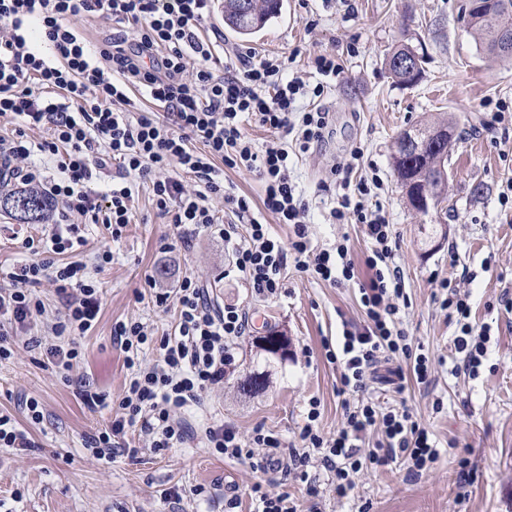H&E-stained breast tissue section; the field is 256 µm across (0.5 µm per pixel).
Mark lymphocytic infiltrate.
Listing matches in <instances>:
<instances>
[{
  "label": "lymphocytic infiltrate",
  "mask_w": 512,
  "mask_h": 512,
  "mask_svg": "<svg viewBox=\"0 0 512 512\" xmlns=\"http://www.w3.org/2000/svg\"><path fill=\"white\" fill-rule=\"evenodd\" d=\"M211 0H0V119L17 126L15 136L0 135V163L9 174L29 184H42L60 204L59 222L41 243L24 241L30 261L10 272L9 287L0 289V361L14 354L18 330L37 321L44 303L34 289L50 280L62 303L52 325L54 343L30 338L28 347H45L57 373L68 375L79 358L77 339L94 325L100 298L85 264H56V256L83 245L75 217L124 227L134 220L137 183L149 184L158 216L177 230L181 242L191 235L217 230L232 267L253 292L278 297L287 267L319 281L341 285L354 280V263L345 238L335 246H313L308 209L291 176L290 158L309 153L325 138L329 113L317 106L324 82L340 76L334 56L313 54L308 66L320 78L313 84L287 77L278 57L238 54L236 62L216 71V44L202 31ZM104 17L113 34L100 42L88 39L74 21ZM255 123L273 132L265 145H255L244 126ZM49 130L50 136L29 143L26 131ZM56 159L58 177L46 178L33 153ZM362 148L351 149L333 170L336 201L329 212L333 224H354L369 243L364 265L367 280L359 285L362 322L343 321L342 336L331 353L339 363L344 422L336 434L323 436L314 424L320 403L310 400L301 428V451L290 454L288 472L305 483L310 497L319 484L313 463L332 475L337 497L355 487L354 478L367 467L399 462L418 473L436 460L429 431L403 405L351 402L365 391L381 356L410 360L418 383L429 384L428 356L414 352L401 327L407 307L403 272L394 261L393 226L382 207L372 206L379 175H361ZM117 172L106 189L94 182L106 162ZM256 174L260 201L239 194L224 181L225 168ZM199 188L190 190L183 174ZM222 199L216 210L214 199ZM291 226L287 242L276 240L268 218ZM245 234H238V225ZM437 300L459 334L454 339L453 372L474 377L488 353V326L471 322V310L450 279L438 283ZM207 289L194 277L178 288L156 295L157 303L175 299L179 321L173 333L153 337L140 322H116L112 340L125 354L129 371L118 412L108 429L90 436L98 456L133 454L130 435L145 437L153 452L178 447L189 437L182 411L199 405L204 394L222 384L235 360L238 341L249 319L243 308L216 310ZM155 349L159 363L143 366V350ZM375 444H368L370 435ZM207 445L221 455L251 460L257 470L268 467L257 450L281 447L279 434L253 429L242 436L232 423L205 431Z\"/></svg>",
  "instance_id": "f902f5d3"
}]
</instances>
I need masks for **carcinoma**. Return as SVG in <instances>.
Masks as SVG:
<instances>
[{"label":"carcinoma","mask_w":512,"mask_h":512,"mask_svg":"<svg viewBox=\"0 0 512 512\" xmlns=\"http://www.w3.org/2000/svg\"><path fill=\"white\" fill-rule=\"evenodd\" d=\"M482 13L468 16V33L477 47L485 54L497 58H512V51L497 49L501 34L512 33V0H485ZM281 9V0H256L250 14L240 12L239 0H224V23L237 33L247 36L262 28ZM393 171L405 190L409 204H414V194L426 190L439 203L445 200L448 179V152L432 151L426 148L418 153L405 143V134H400L391 154ZM52 205L44 192L36 187H21L0 190V213L9 216L19 224H45L49 221ZM256 356H284L278 348V333L269 332L255 341ZM267 373L253 370L246 379L237 384L243 393L257 392L266 387Z\"/></svg>","instance_id":"1"}]
</instances>
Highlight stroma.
I'll list each match as a JSON object with an SVG mask.
<instances>
[{"mask_svg": "<svg viewBox=\"0 0 512 512\" xmlns=\"http://www.w3.org/2000/svg\"><path fill=\"white\" fill-rule=\"evenodd\" d=\"M461 2L284 0L282 18L252 39L225 33L220 55L230 61L249 46L262 55L289 58L292 74L305 70L313 50L335 55L341 64L343 72L323 100L330 134L321 148L295 160L293 175L309 206L314 244L330 247L348 234L359 264L368 243L359 228L329 222L334 195L321 184L356 145L378 169L384 182L378 199L394 226L395 260L410 300L400 314L402 326L429 356L433 383L418 385L405 360L383 361L369 396L405 403L436 440L438 460L416 475L398 463L368 470L343 500L322 470L321 493L313 499L285 469L256 472L247 460L207 448L201 437L205 428L228 421L246 434L257 427L278 432L283 446L275 454L287 460L313 398L321 402L320 433L336 432L343 421L339 371L323 342L340 336L342 320H361L360 294L356 283L332 286L290 268L278 297H259L232 268L223 240L208 232L161 252L170 228L156 216L151 188L144 184L135 199L136 219L120 238L91 219L77 220L85 243L70 258L86 264L101 296L96 324L77 339L79 369L61 377L42 349L27 346L33 336L52 339L47 323L61 303L47 281L37 289L46 308L43 322L20 331L14 356L0 362V412L25 422L21 403L28 395L45 409L43 421L29 427L35 448L17 454L0 447V512H224L231 498L239 500L238 512H251L249 492L257 482L270 492L290 493L302 512H512V313L502 303L504 296L512 297V200L501 199L512 178V123L494 118L502 111L512 114V60H494L477 50L464 31ZM402 44L425 57L423 77L414 86L394 82L386 68L387 56ZM441 116L456 122L446 203L424 215L408 205L392 170L391 149L403 129ZM424 224L445 225V239L425 245ZM48 231V225L19 224L0 213V280L29 259L22 239H40ZM107 246L112 261L98 265L96 256ZM452 247L459 254L454 269L448 266ZM188 274L207 284L215 306L235 303L249 314L250 334L238 343L233 372L189 412L195 434L182 447L158 455L140 438L137 455L93 457L86 442L114 418L111 406L128 375L124 355L112 343L113 324L132 320L158 337L173 333L176 302L157 305L147 281L172 288ZM443 278L459 282L467 293L473 324L491 328L488 355L473 379L450 373L457 327L434 298ZM271 330L288 336L290 354L267 362L265 390L240 394L237 384L252 369L247 355L254 339ZM84 381L108 394L110 408L94 412L84 405L79 395ZM464 467L465 485L459 482Z\"/></svg>", "mask_w": 512, "mask_h": 512, "instance_id": "stroma-1", "label": "stroma"}]
</instances>
